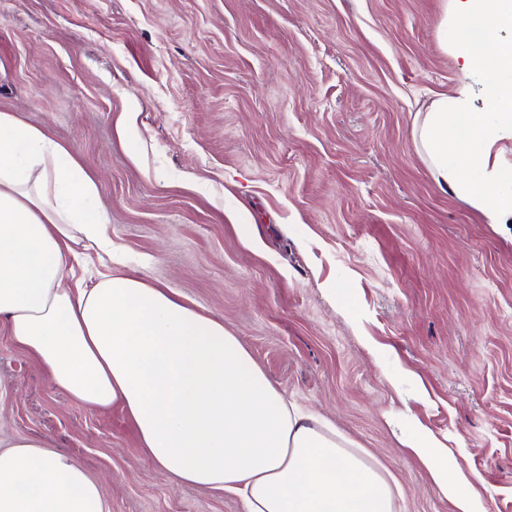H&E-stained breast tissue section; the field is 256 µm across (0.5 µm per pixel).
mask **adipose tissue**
<instances>
[{"label":"adipose tissue","mask_w":512,"mask_h":512,"mask_svg":"<svg viewBox=\"0 0 512 512\" xmlns=\"http://www.w3.org/2000/svg\"><path fill=\"white\" fill-rule=\"evenodd\" d=\"M476 47L464 79L417 115L438 184L491 224H512V0H448ZM99 185L47 131L0 113V316L20 349L92 409L120 407L178 484L240 493L245 512H397L388 474L267 379L221 320L116 272L70 285L79 244L111 253ZM408 448L457 512H480L434 439ZM0 512H106L100 483L41 442L0 450Z\"/></svg>","instance_id":"ef3b65f1"}]
</instances>
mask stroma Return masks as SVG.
I'll return each instance as SVG.
<instances>
[{
  "label": "stroma",
  "mask_w": 512,
  "mask_h": 512,
  "mask_svg": "<svg viewBox=\"0 0 512 512\" xmlns=\"http://www.w3.org/2000/svg\"><path fill=\"white\" fill-rule=\"evenodd\" d=\"M446 0H0V113L101 184L124 269L223 320L270 382L455 512L403 441L512 512V225L439 186L416 112L462 78ZM258 244L244 246V236ZM37 439L108 512H244L175 484L0 322V445Z\"/></svg>",
  "instance_id": "obj_1"
}]
</instances>
